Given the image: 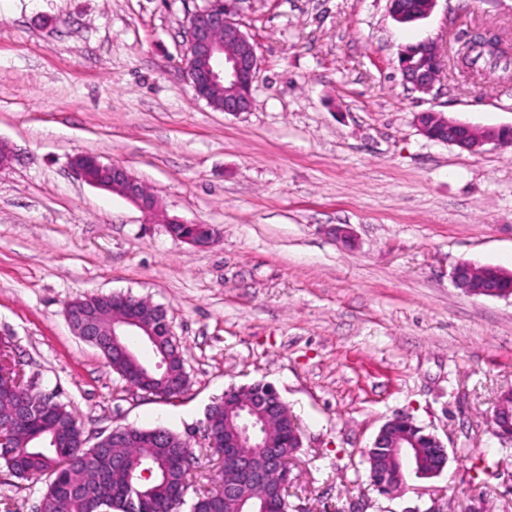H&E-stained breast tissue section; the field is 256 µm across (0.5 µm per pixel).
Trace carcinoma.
Listing matches in <instances>:
<instances>
[{
    "label": "carcinoma",
    "mask_w": 512,
    "mask_h": 512,
    "mask_svg": "<svg viewBox=\"0 0 512 512\" xmlns=\"http://www.w3.org/2000/svg\"><path fill=\"white\" fill-rule=\"evenodd\" d=\"M403 23L413 22L422 14L426 0H396ZM73 304H85L89 314L102 324L112 321V305L105 298H79ZM169 360L166 374L141 371L139 363H117L112 346L100 342L108 365L120 377L137 388L161 398H174L189 387L182 351L177 340H162ZM209 427L217 441L235 431L236 421L219 404L208 412ZM0 466L21 480L49 476L40 512H91L97 504L102 512H236V502L224 494L171 497V487L188 489L189 470L172 469L168 456L179 449L186 460L195 459L193 448L181 435L164 427L123 428L121 447L103 443L94 447L84 441L73 412L68 405L30 384L19 383L13 396L0 395ZM67 430L71 442L55 446V433ZM153 470V478L137 480L144 469Z\"/></svg>",
    "instance_id": "obj_1"
}]
</instances>
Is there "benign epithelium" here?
<instances>
[{
    "label": "benign epithelium",
    "instance_id": "1",
    "mask_svg": "<svg viewBox=\"0 0 512 512\" xmlns=\"http://www.w3.org/2000/svg\"><path fill=\"white\" fill-rule=\"evenodd\" d=\"M234 0H205V4L188 14L185 22L186 57L185 69L195 95L213 104L208 96L212 90L224 92V102L219 110L238 114L250 110L253 102V86L260 67L256 43L242 30L241 22L231 7ZM423 54L433 60V67L421 70L407 60L409 52L399 53V69L405 82L413 89L427 93L440 77L442 69L441 52L437 43H420ZM484 54L495 59L512 57V46L500 40H486L478 45ZM435 123L422 121L416 116L418 130L426 138L454 145L471 153L480 152L490 143L512 144V137L504 135L506 126L487 127L479 132L463 122L456 121L434 112ZM70 166L75 174L87 184L120 195L152 217L159 212L158 197L150 193L125 165L105 164L91 153H78L71 157ZM190 235L183 241L194 247H209L214 244L217 230L209 237L200 239L198 225L188 224ZM462 263H457L450 272L455 287L468 296L509 298L512 289L494 288L478 283L473 275L461 272ZM124 313L116 316L106 331L92 325L70 322L73 330L86 341L95 344L97 337L106 336L115 352L123 358L133 359L135 353L129 350L124 340L127 336H138L144 346L152 349L160 343V332L174 334L172 323L164 322V328H156L146 323L137 313L140 300L132 294H112ZM239 389L225 392L224 400L235 399L239 424L234 439L224 443V460L233 469L224 481V497L237 501L238 512H274L278 498L273 487L287 491L290 479L288 461L292 455L283 452L272 442L270 420L280 410L287 407L275 389L234 398ZM494 432L500 439L512 442V413L498 412L490 416ZM413 425L412 417L397 414L386 421L385 431L378 432L372 445L365 449L366 458L375 460L383 457L388 463L379 466L372 464L368 469L369 485L387 496L399 495L406 486L407 477L419 478L439 476L448 462V453L442 440L434 437L433 443L440 445V452L433 458L425 453L408 432ZM255 448V453H245L243 449Z\"/></svg>",
    "mask_w": 512,
    "mask_h": 512
}]
</instances>
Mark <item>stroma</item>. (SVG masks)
I'll use <instances>...</instances> for the list:
<instances>
[{
	"label": "stroma",
	"mask_w": 512,
	"mask_h": 512,
	"mask_svg": "<svg viewBox=\"0 0 512 512\" xmlns=\"http://www.w3.org/2000/svg\"><path fill=\"white\" fill-rule=\"evenodd\" d=\"M204 0H0V336L26 380L57 392L86 436L118 426L187 438L192 488L222 467L206 409L264 381L299 425L290 512H512V447L488 418L512 389V298L470 297L461 261L512 271V146L472 154L431 141L418 113L512 125V77L464 72L457 36L512 43V0H438L396 22L388 0H243L258 46L250 111L195 96L184 26ZM437 40L443 73L407 86L401 47ZM90 152L158 197L151 218L79 180ZM215 225L196 248L165 219ZM131 293L164 307L190 377L142 394L77 336L81 296ZM445 444L433 479L390 498L366 481L364 448L395 413ZM499 462L478 472L481 456ZM48 481L0 468V512H36Z\"/></svg>",
	"instance_id": "1"
}]
</instances>
